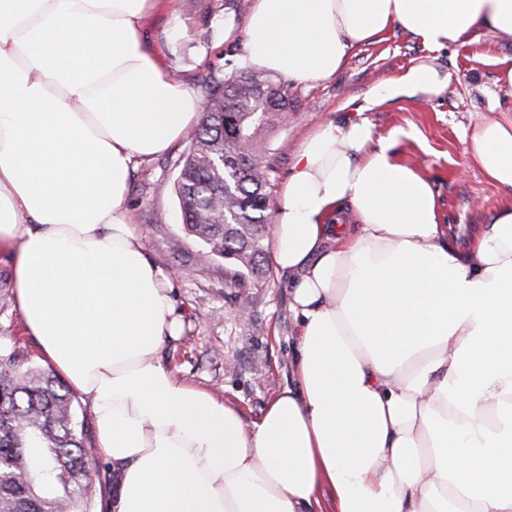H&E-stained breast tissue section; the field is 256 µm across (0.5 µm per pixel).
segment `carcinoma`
Returning <instances> with one entry per match:
<instances>
[{
    "mask_svg": "<svg viewBox=\"0 0 512 512\" xmlns=\"http://www.w3.org/2000/svg\"><path fill=\"white\" fill-rule=\"evenodd\" d=\"M199 88L206 106L175 180L183 229L203 260L228 263L230 279L257 277L274 172L261 132L285 122L293 98L288 85L248 68L212 71ZM97 474L69 390L18 346L0 344V512H96Z\"/></svg>",
    "mask_w": 512,
    "mask_h": 512,
    "instance_id": "cac0c4a2",
    "label": "carcinoma"
}]
</instances>
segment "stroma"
Listing matches in <instances>:
<instances>
[{"mask_svg":"<svg viewBox=\"0 0 512 512\" xmlns=\"http://www.w3.org/2000/svg\"><path fill=\"white\" fill-rule=\"evenodd\" d=\"M245 13L222 8L221 0H172L144 25L147 49L187 86L215 67L231 73L245 64ZM427 54L409 34L395 30L383 40L354 48L336 74L316 82L289 81L295 107L286 124L266 137L279 191L304 138L329 121L366 115L376 137L398 127H414L416 139L396 148L404 164L419 168L441 200V219L457 243L475 236L512 192L490 181L467 160L466 135L482 118L512 108L501 90V66L512 64V41L484 33L478 43L437 52L435 62L451 74L446 90L428 101H392L364 110L374 86ZM182 137L151 159H135L126 207L146 257L172 277L177 337L167 339L162 364L176 377L234 406L245 423L257 421L269 400L293 383V325L288 281L266 266L262 276L241 285L228 283L223 259L201 260L200 243L186 235L174 190L178 164L189 147ZM12 266L0 255V343L17 344L42 362L34 337L24 330L11 288Z\"/></svg>","mask_w":512,"mask_h":512,"instance_id":"1","label":"stroma"}]
</instances>
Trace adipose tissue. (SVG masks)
I'll return each instance as SVG.
<instances>
[{
  "label": "adipose tissue",
  "instance_id": "obj_1",
  "mask_svg": "<svg viewBox=\"0 0 512 512\" xmlns=\"http://www.w3.org/2000/svg\"><path fill=\"white\" fill-rule=\"evenodd\" d=\"M159 0H0V254L41 354L88 398L114 512H512V201L465 247L430 178L368 119L302 142L271 261L289 285L295 384L244 426L168 371L173 285L125 207L133 157L167 151L203 101L142 40ZM435 52L512 37V0H253L257 70L331 77L393 30ZM421 61L376 106L440 95ZM468 155L512 188V117Z\"/></svg>",
  "mask_w": 512,
  "mask_h": 512
}]
</instances>
